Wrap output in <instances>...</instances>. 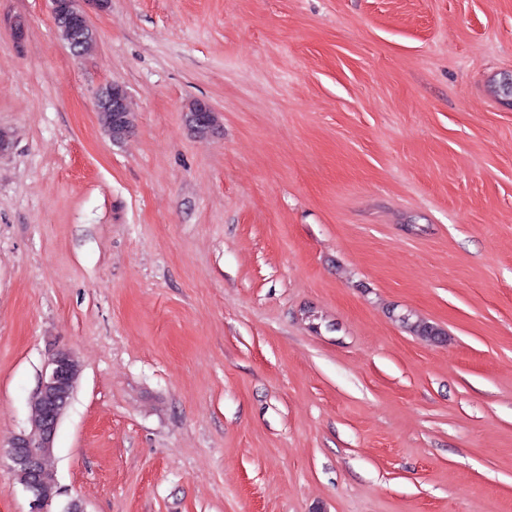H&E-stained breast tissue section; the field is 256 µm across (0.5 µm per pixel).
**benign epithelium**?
<instances>
[{
    "mask_svg": "<svg viewBox=\"0 0 512 512\" xmlns=\"http://www.w3.org/2000/svg\"><path fill=\"white\" fill-rule=\"evenodd\" d=\"M110 5L111 0H52L55 26L64 29L74 55H82V42L94 34L90 14L105 11ZM98 104L100 110L112 113V142L123 140L131 126L124 88L116 83L105 85L98 95ZM190 119L196 129L204 133L216 124L214 110L203 101L198 102ZM80 372V363L71 351L58 349L50 354L31 399L37 405L33 428L15 435L10 443V467L26 479L24 489L32 495L30 512H48V504L59 494V490L47 488L43 459L53 451L59 422L70 403Z\"/></svg>",
    "mask_w": 512,
    "mask_h": 512,
    "instance_id": "7a95c632",
    "label": "benign epithelium"
}]
</instances>
